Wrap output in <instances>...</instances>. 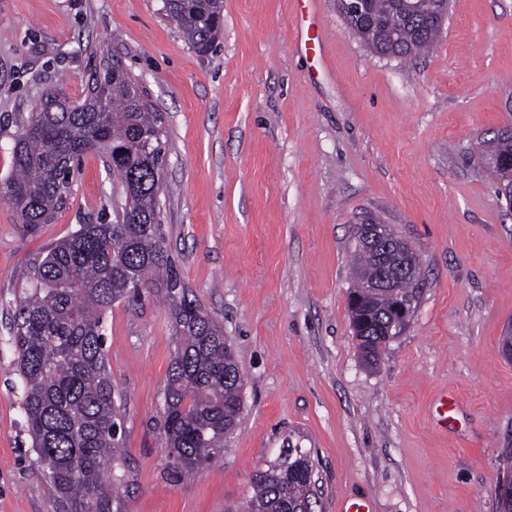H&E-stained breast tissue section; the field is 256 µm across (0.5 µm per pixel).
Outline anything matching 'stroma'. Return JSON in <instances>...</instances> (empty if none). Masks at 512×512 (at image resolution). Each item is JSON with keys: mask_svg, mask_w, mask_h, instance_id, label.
I'll list each match as a JSON object with an SVG mask.
<instances>
[{"mask_svg": "<svg viewBox=\"0 0 512 512\" xmlns=\"http://www.w3.org/2000/svg\"><path fill=\"white\" fill-rule=\"evenodd\" d=\"M161 0H0V180L17 117L50 89L84 96L101 53L165 119L164 236L224 326L243 409L223 455L180 477L161 438L174 330L163 294L105 320L122 400L123 512H245L254 471L285 441L310 449L318 502L341 512H496L512 466V209L475 145L512 128V0H450L433 50L372 56L336 0H224L196 52ZM52 223L0 199V512H50L31 464L12 344L30 263L122 187L84 154ZM394 225L421 263L411 325L376 368L347 311L353 229Z\"/></svg>", "mask_w": 512, "mask_h": 512, "instance_id": "1", "label": "stroma"}]
</instances>
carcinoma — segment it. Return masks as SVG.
I'll list each match as a JSON object with an SVG mask.
<instances>
[{
    "instance_id": "carcinoma-1",
    "label": "carcinoma",
    "mask_w": 512,
    "mask_h": 512,
    "mask_svg": "<svg viewBox=\"0 0 512 512\" xmlns=\"http://www.w3.org/2000/svg\"><path fill=\"white\" fill-rule=\"evenodd\" d=\"M164 16L200 53L223 32V0H161ZM415 12L393 30L357 38L374 55L396 57L432 48L440 27L428 23L436 0H414ZM379 19L391 15V0H364ZM80 102L48 91L34 112L18 120L11 174L0 195L19 223L33 230L49 223L64 204L75 160L99 154L122 187V220L81 224L30 265L31 291L18 301L14 346L23 384L22 408L37 472L49 489L52 512H113L120 504L113 463L123 447L120 395L112 383L105 351L104 317L112 304L153 288L170 304L177 346L167 372L163 441L179 472L191 475L224 454V429L239 423L243 378L224 327L189 298L160 224L159 196L166 163L165 120L151 111L144 92L122 64L106 57L86 84ZM108 120L100 122L98 94ZM486 164L512 159V132L483 142ZM355 278L376 281L400 257L383 266L371 253L354 250ZM392 300L387 288L368 297L372 321L358 347L377 363L391 337L381 322ZM278 470L257 469L248 512H313L317 489L313 464L303 448H282Z\"/></svg>"
}]
</instances>
